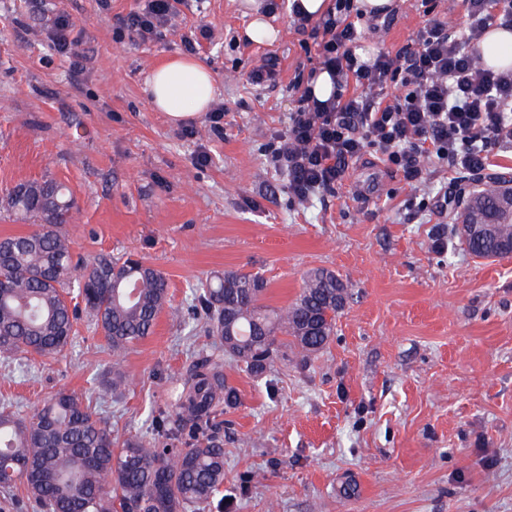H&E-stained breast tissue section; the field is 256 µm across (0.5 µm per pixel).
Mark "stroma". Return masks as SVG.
Segmentation results:
<instances>
[{
	"label": "stroma",
	"instance_id": "obj_1",
	"mask_svg": "<svg viewBox=\"0 0 512 512\" xmlns=\"http://www.w3.org/2000/svg\"><path fill=\"white\" fill-rule=\"evenodd\" d=\"M140 4L0 0V193L63 184L77 203L65 226L75 255L140 257L168 284L153 334L120 360L85 317L61 355L0 360V400L28 411L73 392L122 440L152 433L192 365L211 359L240 403L220 417L224 485L199 512H512V258L469 255L453 230L465 201L420 211L432 184L408 185L371 150L335 189L292 202L267 151L295 108V75L318 64L313 39L282 10L274 41L247 43L237 0H182L157 36L114 43L113 16ZM429 6L451 31L465 26L451 0H396L395 13L361 19L358 50L411 43ZM60 12L83 32L78 75L42 30ZM201 25L213 38L197 58L225 116L199 115L189 136L151 107L147 81ZM269 55L275 85H251ZM227 268L260 273L273 307L316 268L353 298L320 354L275 362L271 389L226 361L204 317L174 315ZM117 372L129 385L115 401L104 386Z\"/></svg>",
	"mask_w": 512,
	"mask_h": 512
}]
</instances>
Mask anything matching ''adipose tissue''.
I'll list each match as a JSON object with an SVG mask.
<instances>
[{
    "label": "adipose tissue",
    "mask_w": 512,
    "mask_h": 512,
    "mask_svg": "<svg viewBox=\"0 0 512 512\" xmlns=\"http://www.w3.org/2000/svg\"><path fill=\"white\" fill-rule=\"evenodd\" d=\"M151 104L181 124L209 109L214 82L208 69L192 57L175 56L157 67L149 83Z\"/></svg>",
    "instance_id": "ef3b65f1"
}]
</instances>
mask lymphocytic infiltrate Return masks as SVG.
<instances>
[{"mask_svg": "<svg viewBox=\"0 0 512 512\" xmlns=\"http://www.w3.org/2000/svg\"><path fill=\"white\" fill-rule=\"evenodd\" d=\"M140 11L115 19L116 39L143 41L176 15L175 0H143ZM467 24L452 35L444 14L429 19L416 40L361 60L350 0L318 24L320 65L335 92L325 101L303 90L269 162L288 176L299 202L344 181L366 149L402 172L410 185L430 167L483 175L494 151L512 146V70L478 64L473 51L494 24L512 26V0H463Z\"/></svg>", "mask_w": 512, "mask_h": 512, "instance_id": "1", "label": "lymphocytic infiltrate"}]
</instances>
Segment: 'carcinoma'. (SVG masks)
Masks as SVG:
<instances>
[{
  "instance_id": "1",
  "label": "carcinoma",
  "mask_w": 512,
  "mask_h": 512,
  "mask_svg": "<svg viewBox=\"0 0 512 512\" xmlns=\"http://www.w3.org/2000/svg\"><path fill=\"white\" fill-rule=\"evenodd\" d=\"M512 180L499 176L471 194L455 232L473 257L496 259L512 252V223H496ZM0 206L35 225L0 239V358L19 354L55 357L70 343L81 314L91 318L115 359L149 336L168 303L165 274L139 259L109 254L73 261L63 231L76 206L62 184L45 179L15 185ZM77 289L84 307L68 300ZM266 281L257 272L212 273L195 290L191 314L205 312L206 331L224 354L255 377L270 372L281 347L304 360L334 336L336 316L352 290L327 269L307 272L297 298L277 309L264 304ZM239 404L223 367L207 359L194 365L172 404L173 421L159 433L123 441L77 395L58 391L27 415L0 404V495L18 489L36 512H185L224 485V439L215 418ZM174 424L191 440L167 448L161 433Z\"/></svg>"
}]
</instances>
